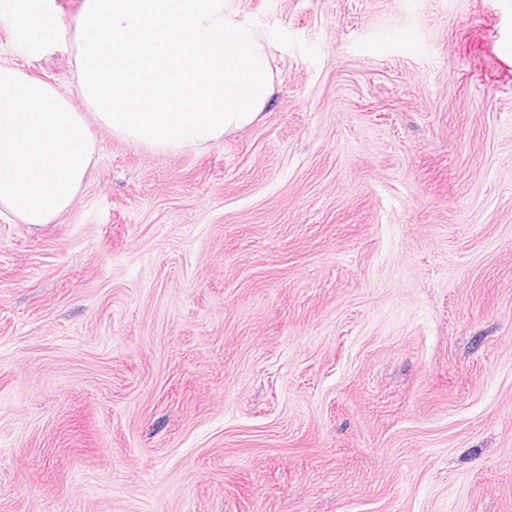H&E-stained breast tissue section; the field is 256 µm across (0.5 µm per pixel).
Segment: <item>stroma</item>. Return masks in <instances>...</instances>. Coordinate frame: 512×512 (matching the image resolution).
<instances>
[{"instance_id":"35a3bbf8","label":"stroma","mask_w":512,"mask_h":512,"mask_svg":"<svg viewBox=\"0 0 512 512\" xmlns=\"http://www.w3.org/2000/svg\"><path fill=\"white\" fill-rule=\"evenodd\" d=\"M235 5L256 121L0 216V512H512V0Z\"/></svg>"}]
</instances>
